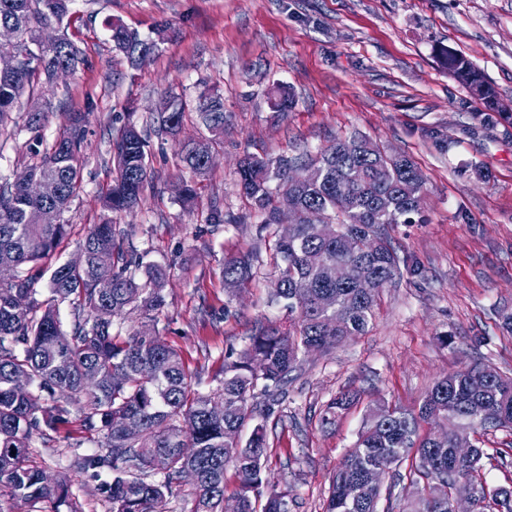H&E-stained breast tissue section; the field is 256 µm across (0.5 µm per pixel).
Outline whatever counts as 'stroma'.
<instances>
[{"instance_id":"35a3bbf8","label":"stroma","mask_w":512,"mask_h":512,"mask_svg":"<svg viewBox=\"0 0 512 512\" xmlns=\"http://www.w3.org/2000/svg\"><path fill=\"white\" fill-rule=\"evenodd\" d=\"M109 20L158 38V52L130 67L113 47ZM60 31L80 61L53 85L23 94L0 127V182L24 167L31 101L44 108L49 141L65 113L88 112L79 189L61 217L73 227L61 248L71 260L102 217L112 134L130 119L148 135L151 184L113 222L135 254L165 268L158 328L200 390L215 387L226 351L242 349L257 321L287 316L268 302L273 241L237 187L244 153L307 159L358 133L385 153L411 157L425 177L421 223L389 228L401 282L382 293L369 332L303 357L267 428V476L289 491L290 512H324L331 477L371 400L415 408L437 379L474 363L512 373V334L501 327L512 313V0H72ZM450 53L472 62L498 108L449 71ZM202 81L223 93L229 122L189 214L174 188L202 128L191 116L178 135L167 134L158 112L165 95L192 100ZM279 84L297 102L285 115L269 107ZM216 208L223 223L209 220ZM231 256L253 257L257 268L234 295L223 278ZM347 390L360 393L359 403L322 426L326 402ZM80 419L71 406L67 423L35 438L31 456L68 478L80 512H108L92 472L73 466L102 452ZM470 440L486 452L480 479L512 488V462L503 457L512 430H481Z\"/></svg>"}]
</instances>
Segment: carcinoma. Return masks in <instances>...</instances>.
<instances>
[{"instance_id": "obj_1", "label": "carcinoma", "mask_w": 512, "mask_h": 512, "mask_svg": "<svg viewBox=\"0 0 512 512\" xmlns=\"http://www.w3.org/2000/svg\"><path fill=\"white\" fill-rule=\"evenodd\" d=\"M69 0H0V25L14 26L19 39L0 44V126L8 119L25 88L51 83L53 71L75 66L79 49L65 35L54 45L37 41L42 24H59ZM113 48L133 62V51L155 54L157 43L143 39L120 22H108ZM448 69L478 99L494 103L495 90L463 56L448 57ZM296 100L284 87L271 106L290 112ZM163 129L175 133L186 113L194 112L206 134L188 145L184 161L192 176L207 174L212 144L224 136V95L201 85L193 104L167 97L160 106ZM44 115L27 113L33 133L26 145L25 168L34 176L57 181L59 192L45 202L21 184L0 186V265L15 268V279L0 284V489L35 503L53 500L67 512H78L67 478L47 484L44 468L28 457L33 437L67 422L62 405L39 416L40 400L63 398L80 404L84 432L102 436L106 453L85 458L82 468L108 470L99 491L109 512H165L181 474L195 473L193 512H224V475L234 471L238 490L235 512H288V491L266 478L267 423L285 396L288 375L307 347L331 351L367 331L382 289L403 277L385 234L388 224H413L423 206L425 180L407 156H388L369 138L351 135L320 150L309 165L316 181L290 184L297 157L276 159L247 154L240 162L239 185L252 208L265 215L259 231L275 237L273 264L277 287L269 303L288 311L278 324L258 323L240 351L225 353L216 388H194L193 375L180 353L161 336L157 312L164 305L165 269L143 264L124 249L112 214L133 208L149 186V141L128 124L112 139L116 176L103 200L105 215L92 225L79 245L85 262H52L70 234L68 224H35L32 214L48 206L61 215L70 207L79 178V158L87 140V113H67L53 141L39 135ZM284 187L276 199L271 184ZM299 212L291 235L276 228L279 206ZM110 259L112 281L96 274L100 257ZM341 263L347 279L328 280L324 266ZM49 274L51 297L36 299L35 284ZM224 284L234 293L253 277L246 260L224 261ZM69 302L74 319L64 329L58 304ZM131 307L142 316L141 327L127 338L112 335V314ZM360 399L343 392L321 412L324 425ZM499 416L498 427L512 426V375L489 366H471L447 375L427 392L418 411L369 403L365 425L355 447L333 475L326 512H377L382 486L363 481L366 469L388 470L410 455V484L427 481L428 492L411 512H451V495L436 487L465 478L476 487L474 512L500 508L512 512V491L490 490L476 480L484 450L456 455L454 442L466 428L482 429L483 413ZM441 416L446 440L433 446L420 435L423 422ZM252 425L249 437L241 428ZM162 475L158 481L147 477Z\"/></svg>"}]
</instances>
